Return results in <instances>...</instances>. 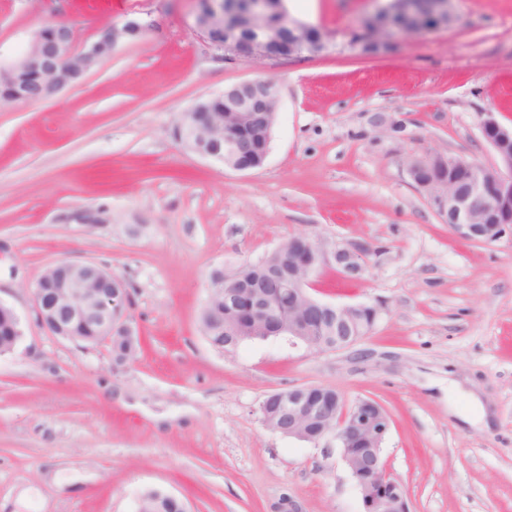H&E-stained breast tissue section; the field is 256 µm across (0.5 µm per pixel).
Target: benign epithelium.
<instances>
[{
  "label": "benign epithelium",
  "instance_id": "benign-epithelium-1",
  "mask_svg": "<svg viewBox=\"0 0 512 512\" xmlns=\"http://www.w3.org/2000/svg\"><path fill=\"white\" fill-rule=\"evenodd\" d=\"M375 7L360 18L348 33V44L362 56H371L368 47L377 44L369 34L366 21L374 17L391 24L392 15L409 12L404 0H373ZM270 10L269 0H208L207 8L197 7L191 28L199 33L214 50L240 60H268L279 62L298 57H320L336 45L333 32L314 27L309 22L288 24V31L262 23ZM152 23L131 18L122 25H111L99 38L81 52L72 51L73 32L65 25L53 26L45 37L35 35L27 49L9 68L0 71V83H10L15 75H26L31 85L16 83L15 97L28 96L30 86H45L49 93L42 99L54 98L61 90L79 80L86 72L105 64L100 50L108 43L110 50L135 35L146 31ZM224 30V43L212 41L211 33ZM251 29L253 38H245L242 31ZM427 32L419 28L405 33L393 29L386 53L391 54L402 42ZM224 99V112L212 113L210 124L214 132L207 137L213 143L208 150H197L200 155L223 159V142L232 140L226 135L229 114L278 112L279 98L276 82L271 77H256L228 86L220 94ZM479 129L484 141L493 150L496 163L492 166L462 157L440 154L437 159L448 167L462 172V178L448 184L443 190L437 184L421 183L420 189L440 219L448 220L449 227L460 237L479 243H493L512 237V127L502 124L495 113L483 112ZM269 148L254 158L240 151L231 168L246 172L264 163ZM491 213L489 224L473 223L476 212ZM310 250L319 251L317 260L300 279L282 281L290 295L303 297L308 307L336 326L339 336L336 345L320 344L318 351L340 350L358 342V337L343 331L348 321L360 310L368 308L374 317H380L379 304H333L312 296V278L323 267L336 266L349 276L363 272L364 250L357 246L336 244L326 246L311 239L300 238ZM56 272L54 286L46 288L38 281L33 287L37 324L62 339L76 342L70 325L80 322L101 342L112 343L119 332L134 340L135 331L130 323L128 309L130 297H112V273L94 263L59 261L49 266ZM224 295L229 309L247 316L242 323H230L228 329L236 335H285L306 345L310 344L307 329L293 321H276L262 291H245L242 285L224 278ZM9 324L0 321V343H14L15 324L20 318L8 309ZM315 386L303 385L270 394L276 404V414L288 420V427L269 426L274 432L300 441L319 445L336 442L342 450L343 460L361 495L362 512H410L401 484L391 475L383 457V444L390 430L391 417L384 407L370 398L348 400L339 394L336 399L323 401L313 393Z\"/></svg>",
  "mask_w": 512,
  "mask_h": 512
}]
</instances>
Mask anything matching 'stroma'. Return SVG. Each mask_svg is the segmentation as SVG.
<instances>
[{
	"mask_svg": "<svg viewBox=\"0 0 512 512\" xmlns=\"http://www.w3.org/2000/svg\"><path fill=\"white\" fill-rule=\"evenodd\" d=\"M0 0V67L45 25L81 50L112 24L152 21L56 97L0 98V302L24 335L0 355V512H135L159 489L189 512H361L336 446L269 430L271 393L324 385L373 398L393 423L383 455L411 512H512V240L457 236L405 161L493 164L479 131L512 125V0H455L456 23L383 58L345 34L367 0H315L336 35L316 58H225L190 24L194 0ZM269 75L279 112L264 165L238 172L187 148L181 112ZM404 121L394 139L372 114ZM102 214L99 224L80 221ZM297 235L369 249L356 278L318 297L381 304L353 346L286 337L219 351L200 327L211 276ZM93 262L124 281L140 351L114 367L38 326L32 287L51 263Z\"/></svg>",
	"mask_w": 512,
	"mask_h": 512,
	"instance_id": "35a3bbf8",
	"label": "stroma"
}]
</instances>
